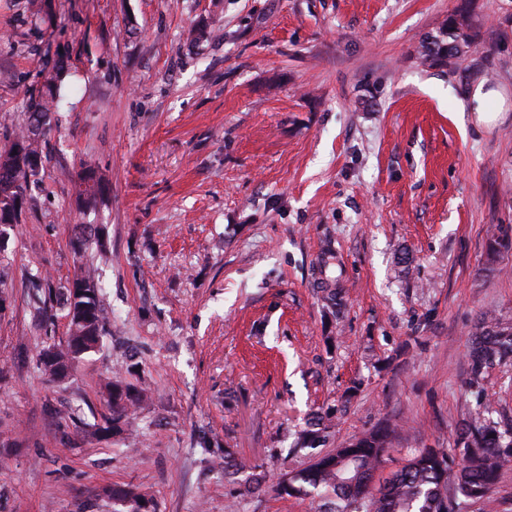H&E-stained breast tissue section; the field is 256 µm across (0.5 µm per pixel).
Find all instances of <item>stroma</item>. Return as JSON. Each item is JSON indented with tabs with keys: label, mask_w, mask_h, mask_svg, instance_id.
Returning a JSON list of instances; mask_svg holds the SVG:
<instances>
[{
	"label": "stroma",
	"mask_w": 512,
	"mask_h": 512,
	"mask_svg": "<svg viewBox=\"0 0 512 512\" xmlns=\"http://www.w3.org/2000/svg\"><path fill=\"white\" fill-rule=\"evenodd\" d=\"M461 0H0V146L24 92L67 63L44 169L0 252V512H112L134 484L156 512H315L232 501L224 451L268 481L316 452L294 432L334 412L326 449L379 426L394 457L451 448L476 406L480 314L512 319V0H471L470 71L430 65L425 35ZM209 37L189 45L190 28ZM503 90L491 125L477 84ZM103 179L97 210L74 184ZM91 227L76 257V227ZM93 268L111 328L69 378L39 368L67 321L31 280ZM344 288L331 315L322 282ZM150 404L104 431L100 381ZM512 365L482 381L512 420ZM500 98L502 100V94L494 89H488L484 84H478L472 90L471 100L473 102L474 112L477 115V119L481 122H491L495 117L492 115L495 112H488L486 104L490 99ZM512 228L499 227L497 233L493 234L489 241L487 264L485 271H493L494 264L502 254L509 253L512 250Z\"/></svg>",
	"instance_id": "35a3bbf8"
}]
</instances>
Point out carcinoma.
I'll return each mask as SVG.
<instances>
[{"instance_id": "carcinoma-1", "label": "carcinoma", "mask_w": 512, "mask_h": 512, "mask_svg": "<svg viewBox=\"0 0 512 512\" xmlns=\"http://www.w3.org/2000/svg\"><path fill=\"white\" fill-rule=\"evenodd\" d=\"M470 0H462L441 27L440 35L421 41V55L432 62L450 58L465 60L473 43ZM61 85L49 80L28 96L27 118L9 145L0 149V224L18 221L27 202L31 185L40 173L28 174L17 164L20 155L43 160L49 134L50 115L61 101ZM101 184L83 175L75 193L85 207L93 208L100 198ZM512 251V231L500 227L489 241L487 270H494L499 257ZM34 301L42 315L54 319L64 312L69 336L65 344L44 349L42 372L51 380L66 377L74 360L94 351L107 333L109 319L101 306L99 288L91 271L86 270L66 285L35 282ZM512 364V322L484 314L473 334L468 357L469 387L482 393V380L490 367ZM108 392L112 429L129 419L134 408L150 399L146 386H133L120 376L103 381ZM492 407L482 404L470 414L457 432V453L443 448H412L404 464L372 487L375 472L390 457V430L375 428L342 448H335L297 471L282 474L270 490L278 496L310 497L317 501L316 512H454L453 500L459 496L473 503L490 498L497 489L502 469L512 462V422L501 425L490 420ZM332 414H316L298 431L296 446L315 448L326 442ZM245 468L252 471L248 485L236 486V475ZM224 478L232 484L231 497L238 499L265 491L263 465L245 466L236 461L233 451L224 449ZM112 512H155L151 501L133 484L112 488Z\"/></svg>"}]
</instances>
